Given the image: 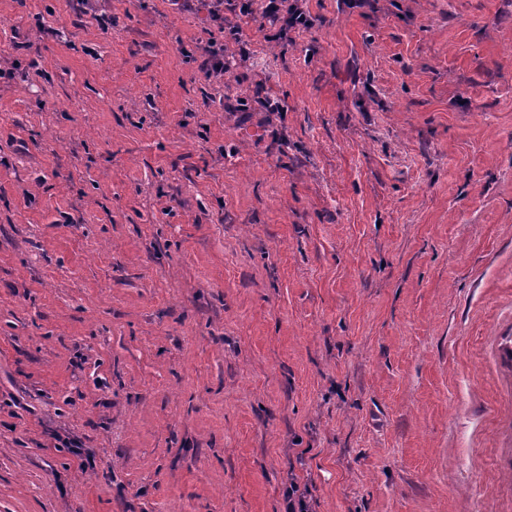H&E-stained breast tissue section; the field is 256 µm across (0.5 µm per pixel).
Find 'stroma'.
<instances>
[{
  "mask_svg": "<svg viewBox=\"0 0 512 512\" xmlns=\"http://www.w3.org/2000/svg\"><path fill=\"white\" fill-rule=\"evenodd\" d=\"M300 4L0 0V512H512V0ZM213 17L214 21L218 23L220 32L224 33V41L233 43L237 46L236 55L239 56L240 61H247L249 59V50L247 49V40L243 38L242 31L234 24L224 23V1H213ZM239 12L245 14H252L254 12L253 5L260 2L258 7L263 19L261 30L264 31L267 25L274 26L281 23L279 30L269 38L271 40H279L280 35L287 31L288 28L295 27L296 25H303L307 27L310 21L300 8H288V1L285 0H241L239 1ZM216 45L217 41L211 39L204 48L205 59L203 61V68L209 76L223 78L224 75L226 76L231 73L232 61L226 55L224 57V44H220L219 47Z\"/></svg>",
  "mask_w": 512,
  "mask_h": 512,
  "instance_id": "stroma-1",
  "label": "stroma"
}]
</instances>
